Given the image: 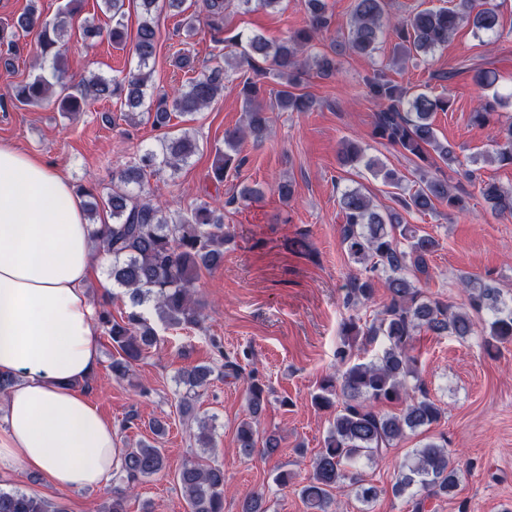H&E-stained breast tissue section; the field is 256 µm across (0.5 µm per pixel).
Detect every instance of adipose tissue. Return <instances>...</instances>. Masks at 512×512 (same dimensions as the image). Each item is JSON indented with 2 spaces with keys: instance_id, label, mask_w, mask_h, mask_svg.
Here are the masks:
<instances>
[{
  "instance_id": "ef3b65f1",
  "label": "adipose tissue",
  "mask_w": 512,
  "mask_h": 512,
  "mask_svg": "<svg viewBox=\"0 0 512 512\" xmlns=\"http://www.w3.org/2000/svg\"><path fill=\"white\" fill-rule=\"evenodd\" d=\"M80 196L40 157L0 145V462L21 460L62 490L106 485L117 450L78 385L96 369L86 284L107 261Z\"/></svg>"
}]
</instances>
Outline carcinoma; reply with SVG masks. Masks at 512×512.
<instances>
[{
	"label": "carcinoma",
	"mask_w": 512,
	"mask_h": 512,
	"mask_svg": "<svg viewBox=\"0 0 512 512\" xmlns=\"http://www.w3.org/2000/svg\"><path fill=\"white\" fill-rule=\"evenodd\" d=\"M83 0H68L52 20L44 19L30 7L12 23L15 32L7 36L0 30V62L13 66L19 51L16 33H35L42 59H51L52 78L67 87L62 67L66 45L71 39L74 18ZM111 13L112 28L107 36L114 43L127 39L125 0H101ZM184 16L185 36L199 27L196 14H186V0H140V18L132 52L136 67L121 79L92 75L66 93L60 106L64 112H77L88 99L118 98L130 111L148 106L152 126L163 132L155 148L133 156L112 175L108 187L81 189L93 199L88 205V219L94 224L98 211L109 213L112 222L104 224L98 248L112 256L109 277L112 287L128 297L129 311L120 319L103 309L98 320L112 342L116 356L110 368L117 380L126 379L135 363L157 341V331L150 315L167 328L197 326L202 321L200 304L193 299V289L202 271L216 267L224 256V214L207 201L197 203L183 213H169L152 202L145 190V180L165 169L177 170L199 150L196 139L187 134L168 132L172 117H191L207 108L224 91L228 77L224 64L206 65L192 78L187 89L169 96L154 97L149 92L150 63L158 43L155 12L159 5ZM230 0H203L206 26L212 39L232 47L235 67H247L257 78L242 83L245 103L243 126L224 132V148L215 149L212 179L222 184L239 172L241 139L248 135L262 142L270 131L268 113L310 112L317 100L297 92L302 77L315 72L321 78L336 73L335 57L316 53L302 61V48L312 45L330 25L325 0H305L308 21L305 27L279 41L261 35L243 38L225 35L224 12ZM386 0H353L350 27L343 46L359 55H373L383 40L394 39L392 62L413 56H427L448 44V39L466 21L483 33L498 29V13L492 0H455L450 8L423 9L392 21ZM278 80L280 89L266 91L258 80L263 75ZM50 78V79H52ZM43 74L15 86L16 101L36 105L47 99L53 87ZM365 94L378 107L374 134L390 145L399 146L420 161L421 176L415 188L398 198L399 209L381 211L358 188L342 192L339 205L344 215L340 238L349 261L358 266L344 285V306L353 314L341 324V340L336 347V371L325 376L312 395L320 409H336L324 446L313 461V472L299 495L311 512H331L333 492L351 489L356 499L368 504L377 497V488L365 482L354 470L359 459L386 455L408 433L439 421L443 408L425 388L418 361L412 350L417 333L454 336L462 341L479 334L490 351L512 342V298L507 300L493 284L472 274L460 276L467 303L456 308L448 300L431 297L423 284L432 277L429 257L439 241L421 233L407 222L403 213L432 212L442 203L459 211L467 209L465 195L454 194L448 181L424 174L428 167H452L457 157L448 143L440 141L433 128L434 112L446 111L449 100L434 98L425 92L413 93L394 83L386 69L375 70L364 82ZM504 105V96L493 92L491 100L473 112L478 127L490 124L496 109ZM498 149L495 159L512 164V122L500 127L495 135ZM340 161L344 166L364 165L385 183L399 186L397 174L375 159H365V149L356 140L342 143ZM479 194L492 213L512 218V190L490 181L479 182ZM384 288L387 302L372 319L358 313V308L375 302L378 288ZM383 350L365 362L358 351L377 342ZM211 369L197 366L183 373V384L192 391L207 385ZM269 387L252 377L246 386L247 414L237 427L241 453L249 457L262 448L270 455L280 446L274 434L262 436L257 422L266 403ZM398 404L392 413L382 405ZM413 462L399 473L394 484L397 494L410 492L414 512H421L428 497L448 496L457 487L460 468L442 443L429 441L412 451ZM167 468L163 449L147 442L135 448H123L119 456L120 484L112 487V498L102 512H127L130 484L158 475ZM177 480L185 495L189 512H224V468L193 461L184 463ZM0 512H65L44 499L19 490L0 489ZM242 512H266L261 491L248 492Z\"/></svg>",
	"instance_id": "obj_1"
}]
</instances>
